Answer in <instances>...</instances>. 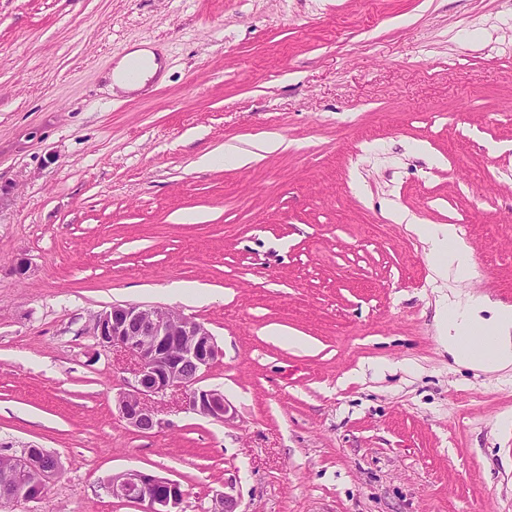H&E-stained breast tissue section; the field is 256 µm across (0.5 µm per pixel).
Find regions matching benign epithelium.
<instances>
[{
	"mask_svg": "<svg viewBox=\"0 0 512 512\" xmlns=\"http://www.w3.org/2000/svg\"><path fill=\"white\" fill-rule=\"evenodd\" d=\"M90 333L97 346L119 351L134 360L133 378L118 396V410L141 433L162 428L150 401L177 389L189 408L217 421L233 418L218 389L199 386L219 349L204 324L181 311L142 304H114L97 314ZM62 475L58 459L44 449L27 446L12 456L10 469L0 474V500L26 504L42 496L47 484ZM112 497L145 505L144 512H176L184 491L173 479L139 470L112 476ZM232 491L216 494L212 512H238Z\"/></svg>",
	"mask_w": 512,
	"mask_h": 512,
	"instance_id": "1",
	"label": "benign epithelium"
}]
</instances>
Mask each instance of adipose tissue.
Returning a JSON list of instances; mask_svg holds the SVG:
<instances>
[{"instance_id": "adipose-tissue-1", "label": "adipose tissue", "mask_w": 512, "mask_h": 512, "mask_svg": "<svg viewBox=\"0 0 512 512\" xmlns=\"http://www.w3.org/2000/svg\"><path fill=\"white\" fill-rule=\"evenodd\" d=\"M159 70L155 54L147 49L127 52L111 73L114 87L131 92L141 88L143 80L154 77ZM416 233L431 246L435 257H447L461 274H468L472 267V249L458 238L453 228H434L426 224L415 227ZM485 301L479 297H468L465 301L444 304L440 309L443 342L458 362L470 367L487 370L503 369L512 365V309L496 308L490 320L479 316ZM491 334L495 340L494 352L487 357L475 355L464 348L460 340L474 332Z\"/></svg>"}]
</instances>
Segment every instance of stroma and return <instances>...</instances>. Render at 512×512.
I'll return each instance as SVG.
<instances>
[{
  "label": "stroma",
  "mask_w": 512,
  "mask_h": 512,
  "mask_svg": "<svg viewBox=\"0 0 512 512\" xmlns=\"http://www.w3.org/2000/svg\"><path fill=\"white\" fill-rule=\"evenodd\" d=\"M134 48L159 77L112 90ZM507 289L512 0H0V446L63 467L0 512H143L109 490L128 469L179 512L229 484L240 512H512V366L438 340L440 300ZM124 303L210 330L231 420L179 394L159 432L121 417L89 328ZM416 233L431 245V254L437 258L448 252V265L455 264L461 274H468L472 267V249L458 238L451 225L448 228H434L427 224H414Z\"/></svg>",
  "instance_id": "stroma-1"
}]
</instances>
